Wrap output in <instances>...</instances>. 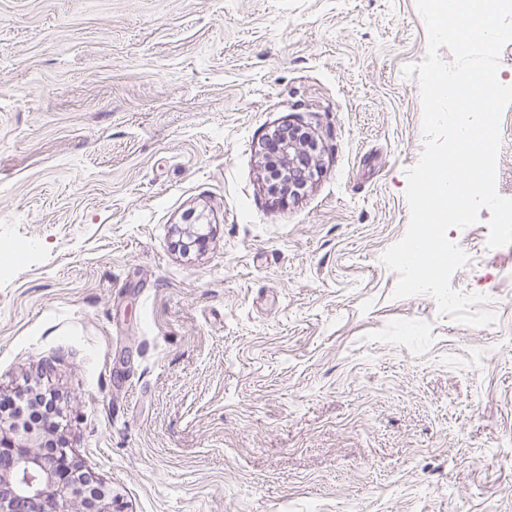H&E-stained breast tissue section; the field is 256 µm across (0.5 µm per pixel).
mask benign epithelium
Masks as SVG:
<instances>
[{"instance_id":"obj_1","label":"benign epithelium","mask_w":512,"mask_h":512,"mask_svg":"<svg viewBox=\"0 0 512 512\" xmlns=\"http://www.w3.org/2000/svg\"><path fill=\"white\" fill-rule=\"evenodd\" d=\"M280 174L295 179L298 160L311 151V138L299 126H288L274 140ZM23 415L0 416V512H119L112 491L82 473L73 449L48 452L38 444Z\"/></svg>"}]
</instances>
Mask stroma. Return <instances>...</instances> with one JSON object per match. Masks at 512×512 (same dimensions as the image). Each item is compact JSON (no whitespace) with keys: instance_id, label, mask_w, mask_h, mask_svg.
I'll use <instances>...</instances> for the list:
<instances>
[{"instance_id":"obj_1","label":"stroma","mask_w":512,"mask_h":512,"mask_svg":"<svg viewBox=\"0 0 512 512\" xmlns=\"http://www.w3.org/2000/svg\"><path fill=\"white\" fill-rule=\"evenodd\" d=\"M427 50L416 0H0V394L123 512H512V245L448 232L484 327L381 261ZM302 133H305L302 135ZM276 154L279 159V171L282 176H288V187L295 179L298 160L303 154L312 151L309 134L299 126L288 125V131H284L274 140Z\"/></svg>"}]
</instances>
